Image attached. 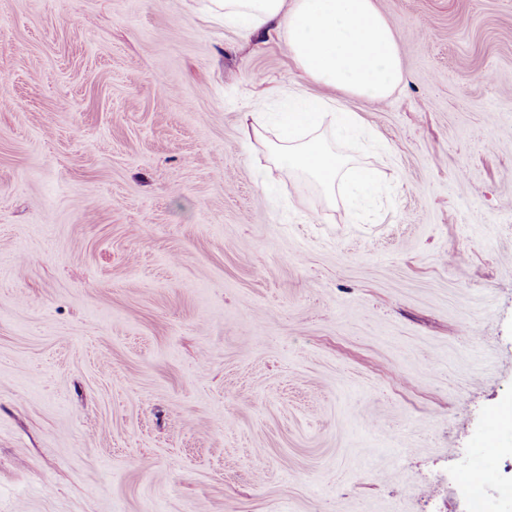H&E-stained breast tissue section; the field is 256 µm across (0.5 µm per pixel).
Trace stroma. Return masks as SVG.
Returning a JSON list of instances; mask_svg holds the SVG:
<instances>
[{
	"instance_id": "35a3bbf8",
	"label": "stroma",
	"mask_w": 512,
	"mask_h": 512,
	"mask_svg": "<svg viewBox=\"0 0 512 512\" xmlns=\"http://www.w3.org/2000/svg\"><path fill=\"white\" fill-rule=\"evenodd\" d=\"M205 3L0 0V512H512V0H377L362 208L271 164L299 72Z\"/></svg>"
}]
</instances>
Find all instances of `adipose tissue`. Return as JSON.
<instances>
[{
    "label": "adipose tissue",
    "mask_w": 512,
    "mask_h": 512,
    "mask_svg": "<svg viewBox=\"0 0 512 512\" xmlns=\"http://www.w3.org/2000/svg\"><path fill=\"white\" fill-rule=\"evenodd\" d=\"M210 10L242 39L282 40L301 78L322 89L318 95L289 90L273 163L311 178L330 205L340 187L351 196L371 195L374 170L336 151L320 126L330 120L340 133L359 129L357 113L334 111L338 95L383 103L404 81L396 34L376 0H210Z\"/></svg>",
    "instance_id": "1"
}]
</instances>
